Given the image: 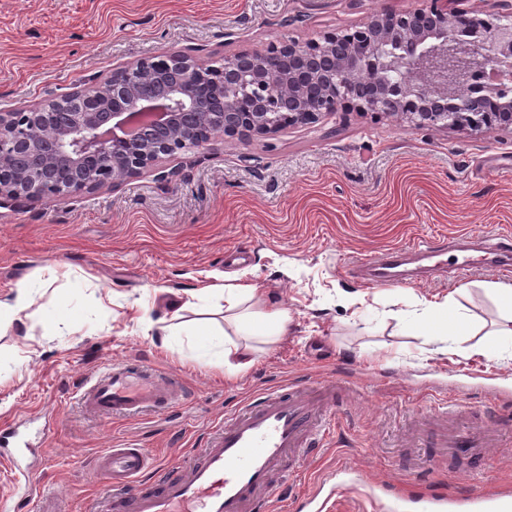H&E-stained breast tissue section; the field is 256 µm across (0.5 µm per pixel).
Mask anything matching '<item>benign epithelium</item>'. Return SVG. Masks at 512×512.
Here are the masks:
<instances>
[{
  "label": "benign epithelium",
  "instance_id": "benign-epithelium-1",
  "mask_svg": "<svg viewBox=\"0 0 512 512\" xmlns=\"http://www.w3.org/2000/svg\"><path fill=\"white\" fill-rule=\"evenodd\" d=\"M444 0L414 10L383 9L360 22L304 41L288 40L224 56V84L202 85L203 63L185 56L173 95L150 106L149 125L132 134L144 101L116 75L92 78L75 92L83 111L0 109V199H63L117 187L184 150H209L226 137L265 138L348 109L395 117L417 127L512 131V99L484 111L476 103L512 82V22L471 16L460 24ZM316 84L322 94L305 95ZM44 164L37 178L4 173L8 155Z\"/></svg>",
  "mask_w": 512,
  "mask_h": 512
}]
</instances>
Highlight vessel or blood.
Returning a JSON list of instances; mask_svg holds the SVG:
<instances>
[{
	"label": "vessel or blood",
	"mask_w": 512,
	"mask_h": 512,
	"mask_svg": "<svg viewBox=\"0 0 512 512\" xmlns=\"http://www.w3.org/2000/svg\"><path fill=\"white\" fill-rule=\"evenodd\" d=\"M421 262L450 270L462 278L477 267L512 271V239L467 234L458 241L451 261L441 260L433 246L417 243L392 248L377 260L361 265L360 277L372 284L410 279ZM185 399L179 376L158 375L152 368L115 362L93 377L79 396L82 412L99 422L117 416L166 411ZM331 400L319 399L309 385L294 383L252 395L222 423L212 426L188 463L151 466L144 449L116 448L97 463L99 494L89 512H271L274 475L290 465L313 458L326 432L317 424L320 411H333ZM28 444L17 426L0 429V502L15 497H42L40 482L12 485L13 473L27 474L23 465ZM502 491L489 489L460 504L453 497L428 498L426 512H506ZM342 493L310 492L309 512H338Z\"/></svg>",
	"instance_id": "1"
}]
</instances>
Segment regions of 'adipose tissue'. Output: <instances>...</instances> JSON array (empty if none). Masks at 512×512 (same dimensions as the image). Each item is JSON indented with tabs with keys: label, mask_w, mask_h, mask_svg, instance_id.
Wrapping results in <instances>:
<instances>
[{
	"label": "adipose tissue",
	"mask_w": 512,
	"mask_h": 512,
	"mask_svg": "<svg viewBox=\"0 0 512 512\" xmlns=\"http://www.w3.org/2000/svg\"><path fill=\"white\" fill-rule=\"evenodd\" d=\"M194 297L198 300L223 298L224 321L233 326L235 339H228L225 332L201 322L174 328L166 346L177 351L190 350L197 357L222 365L227 374H239L251 365L253 348L247 343L248 337L263 336L275 341L288 333L291 317L287 310L253 311L252 303L259 294L250 284L204 287L196 290ZM410 325L419 335L443 336L453 341L465 339L471 332L470 324L452 298L446 304L428 307L425 313L412 319Z\"/></svg>",
	"instance_id": "obj_1"
}]
</instances>
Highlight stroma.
<instances>
[{
    "mask_svg": "<svg viewBox=\"0 0 512 512\" xmlns=\"http://www.w3.org/2000/svg\"><path fill=\"white\" fill-rule=\"evenodd\" d=\"M424 0H0V108L73 93L92 76L164 52L208 65L272 42L306 40ZM177 181L152 170L62 201L0 203V299L38 279L36 317L0 329V426L26 424L43 454L38 481L86 512L94 469L111 448H146L183 463L199 435L247 394L294 380L335 387L336 426L319 458L276 479V512L342 466L405 487L469 497L512 493V338L503 358L476 355L500 320L487 291L512 273H426L364 283L360 262L421 241L447 252L468 232L512 235V132L417 128L340 112L263 139L227 138L181 152ZM81 275L87 289L70 290ZM251 283L288 309V338L259 344L230 376L190 351L166 349L173 313L224 326L223 302L188 304L209 285ZM456 294L475 334L447 354L394 318ZM61 308L67 335L39 312ZM114 361L179 373L178 409L98 423L78 396ZM491 424L496 448H443L441 423Z\"/></svg>",
    "mask_w": 512,
    "mask_h": 512,
    "instance_id": "35a3bbf8",
    "label": "stroma"
}]
</instances>
